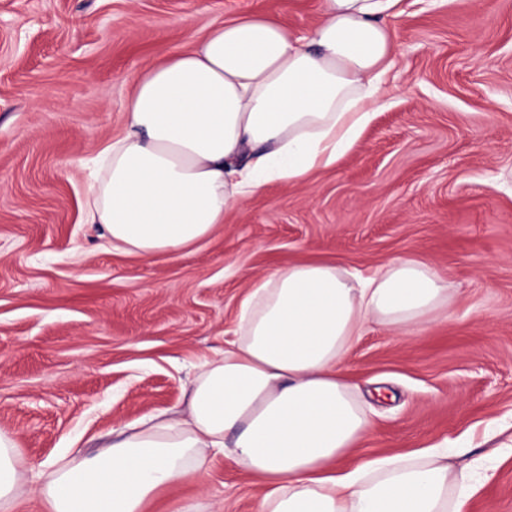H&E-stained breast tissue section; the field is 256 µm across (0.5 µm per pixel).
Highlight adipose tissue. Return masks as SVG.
<instances>
[{
    "mask_svg": "<svg viewBox=\"0 0 512 512\" xmlns=\"http://www.w3.org/2000/svg\"><path fill=\"white\" fill-rule=\"evenodd\" d=\"M399 3L323 0L304 35L235 18L141 69L120 134L95 160L86 223L103 225L114 251L175 256L269 183L333 166L380 105ZM449 299L448 282L413 258L367 276L305 263L254 280L233 338L199 364L183 409L35 471L0 429V512H14L29 482L47 512H145L216 455L258 478V512H467L469 468L445 449L337 468L371 430L342 373L367 322L407 332L450 318Z\"/></svg>",
    "mask_w": 512,
    "mask_h": 512,
    "instance_id": "ef3b65f1",
    "label": "adipose tissue"
}]
</instances>
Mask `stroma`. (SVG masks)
<instances>
[{
  "mask_svg": "<svg viewBox=\"0 0 512 512\" xmlns=\"http://www.w3.org/2000/svg\"><path fill=\"white\" fill-rule=\"evenodd\" d=\"M321 0H0V428L32 467L182 408L254 278L301 262L426 261L452 316L369 322L346 374L369 434L344 458L449 442L512 512V0H401L383 105L308 183L270 184L203 243L146 260L85 223L87 162L117 135L143 67L252 14L307 33ZM256 479L214 457L146 512H257Z\"/></svg>",
  "mask_w": 512,
  "mask_h": 512,
  "instance_id": "stroma-1",
  "label": "stroma"
}]
</instances>
